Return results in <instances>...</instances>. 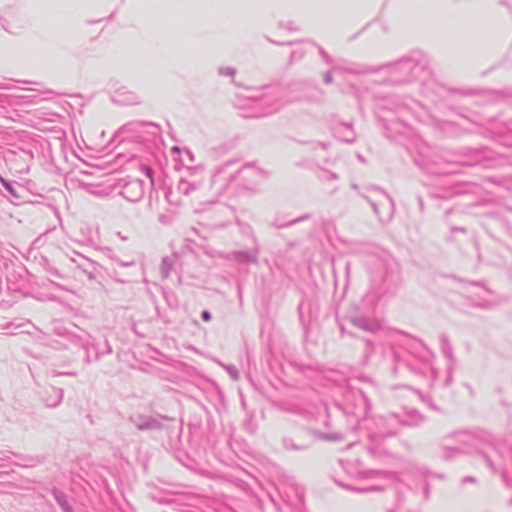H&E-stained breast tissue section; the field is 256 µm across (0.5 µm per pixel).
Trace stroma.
<instances>
[{
    "mask_svg": "<svg viewBox=\"0 0 512 512\" xmlns=\"http://www.w3.org/2000/svg\"><path fill=\"white\" fill-rule=\"evenodd\" d=\"M0 44V512H512V0H0ZM431 3L450 24L475 14L494 20L497 12V0H431Z\"/></svg>",
    "mask_w": 512,
    "mask_h": 512,
    "instance_id": "obj_1",
    "label": "stroma"
}]
</instances>
